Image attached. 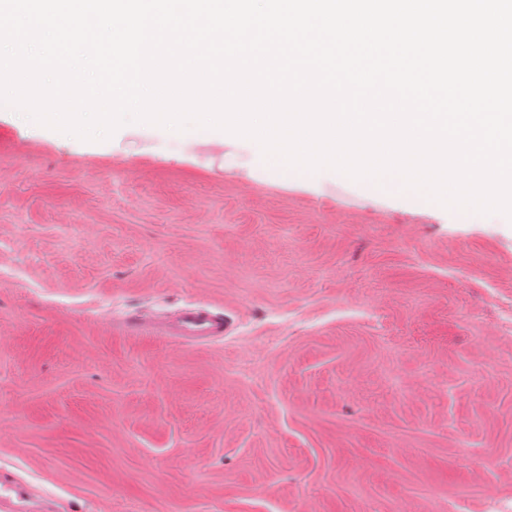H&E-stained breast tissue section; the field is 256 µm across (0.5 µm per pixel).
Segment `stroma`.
I'll return each mask as SVG.
<instances>
[{"label": "stroma", "mask_w": 512, "mask_h": 512, "mask_svg": "<svg viewBox=\"0 0 512 512\" xmlns=\"http://www.w3.org/2000/svg\"><path fill=\"white\" fill-rule=\"evenodd\" d=\"M0 112V470L66 512H512V220ZM205 304L223 337L132 335Z\"/></svg>", "instance_id": "35a3bbf8"}]
</instances>
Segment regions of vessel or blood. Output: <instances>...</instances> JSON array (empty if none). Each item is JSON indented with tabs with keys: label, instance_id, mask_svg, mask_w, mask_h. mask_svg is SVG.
<instances>
[{
	"label": "vessel or blood",
	"instance_id": "1",
	"mask_svg": "<svg viewBox=\"0 0 512 512\" xmlns=\"http://www.w3.org/2000/svg\"><path fill=\"white\" fill-rule=\"evenodd\" d=\"M128 331L140 334L151 332L168 336L187 346H197L207 340L223 336L224 318L208 306L194 305L182 308L179 313L163 321L144 318L127 322ZM0 512H45L39 501L22 485L0 482Z\"/></svg>",
	"mask_w": 512,
	"mask_h": 512
}]
</instances>
